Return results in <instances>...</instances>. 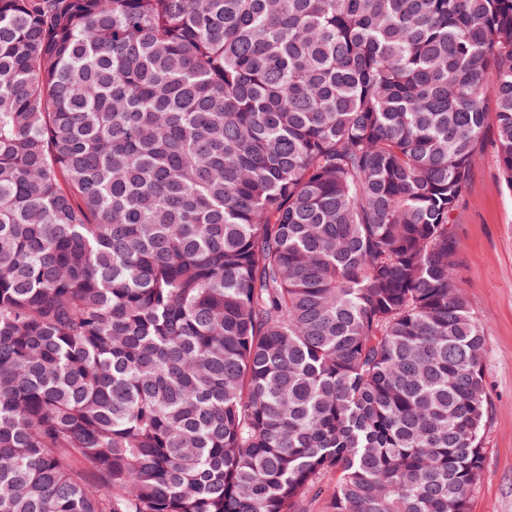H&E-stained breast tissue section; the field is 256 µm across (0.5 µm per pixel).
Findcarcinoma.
Wrapping results in <instances>:
<instances>
[{
	"instance_id": "carcinoma-1",
	"label": "carcinoma",
	"mask_w": 512,
	"mask_h": 512,
	"mask_svg": "<svg viewBox=\"0 0 512 512\" xmlns=\"http://www.w3.org/2000/svg\"><path fill=\"white\" fill-rule=\"evenodd\" d=\"M489 100L512 0H0V512H469Z\"/></svg>"
}]
</instances>
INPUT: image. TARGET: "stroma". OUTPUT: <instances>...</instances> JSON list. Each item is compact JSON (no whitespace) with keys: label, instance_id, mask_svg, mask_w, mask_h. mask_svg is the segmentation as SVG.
I'll use <instances>...</instances> for the list:
<instances>
[{"label":"stroma","instance_id":"obj_1","mask_svg":"<svg viewBox=\"0 0 512 512\" xmlns=\"http://www.w3.org/2000/svg\"><path fill=\"white\" fill-rule=\"evenodd\" d=\"M452 222L456 274L484 325V370L493 403L487 457L470 512H512V192L503 185L492 134H485Z\"/></svg>","mask_w":512,"mask_h":512}]
</instances>
